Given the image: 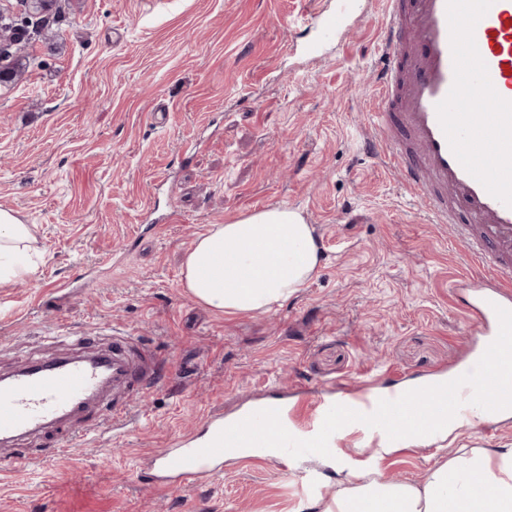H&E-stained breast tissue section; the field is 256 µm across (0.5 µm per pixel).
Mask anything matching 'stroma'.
<instances>
[{"instance_id": "35a3bbf8", "label": "stroma", "mask_w": 512, "mask_h": 512, "mask_svg": "<svg viewBox=\"0 0 512 512\" xmlns=\"http://www.w3.org/2000/svg\"><path fill=\"white\" fill-rule=\"evenodd\" d=\"M60 37L23 47L31 64L0 86V208L30 224L41 260L0 283V372L29 353L63 357L60 324L98 350L134 336L168 378L128 402L117 436L58 457L0 445V512H297L349 468L422 480L460 448L512 444V419L434 446L377 457L339 439L340 468L295 460L224 464L177 489L143 475L206 416L232 418L273 392L339 397L453 372L475 346L465 284L476 268L452 228L429 223L369 145L383 0H363L323 57L293 51L319 36L336 0H60ZM169 120L154 125L152 108ZM288 207L315 227L318 273L283 305L227 315L180 284L184 255L209 225ZM29 455L18 464L17 453Z\"/></svg>"}]
</instances>
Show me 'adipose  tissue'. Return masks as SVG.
Instances as JSON below:
<instances>
[{
	"instance_id": "adipose-tissue-1",
	"label": "adipose tissue",
	"mask_w": 512,
	"mask_h": 512,
	"mask_svg": "<svg viewBox=\"0 0 512 512\" xmlns=\"http://www.w3.org/2000/svg\"><path fill=\"white\" fill-rule=\"evenodd\" d=\"M31 228L0 208V278L34 272ZM313 225L285 207L263 208L213 224L187 250L180 283L199 303L227 313H263L292 298L318 271ZM483 475L479 491L472 475ZM512 512V447L456 454L423 480L393 482L355 472L313 512Z\"/></svg>"
}]
</instances>
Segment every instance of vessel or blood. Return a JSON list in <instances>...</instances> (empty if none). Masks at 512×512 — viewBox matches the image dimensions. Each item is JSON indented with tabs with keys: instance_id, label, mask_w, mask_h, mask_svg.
Listing matches in <instances>:
<instances>
[{
	"instance_id": "vessel-or-blood-1",
	"label": "vessel or blood",
	"mask_w": 512,
	"mask_h": 512,
	"mask_svg": "<svg viewBox=\"0 0 512 512\" xmlns=\"http://www.w3.org/2000/svg\"><path fill=\"white\" fill-rule=\"evenodd\" d=\"M359 0H336V9L315 16L324 34L342 31ZM377 105L367 115L374 149L398 169L402 184L419 200L430 223L449 224L461 253L477 262L485 283L475 290L468 314L483 344L497 336L496 307L512 309V0H387L385 38L377 58ZM484 111H474V104ZM470 216L454 221L457 208ZM132 339L113 337L111 348L44 360L24 357L0 379V440L63 425L51 443L62 455L83 440L123 433L125 405L98 416L107 387L141 392L163 380L149 355L132 358ZM462 415L478 419L484 432L497 429L496 413L469 404ZM311 421L304 439L320 430L332 402L304 392ZM205 435L176 438L154 458L159 482L197 480L220 473L223 455L188 461L225 427L222 416L206 418Z\"/></svg>"
}]
</instances>
